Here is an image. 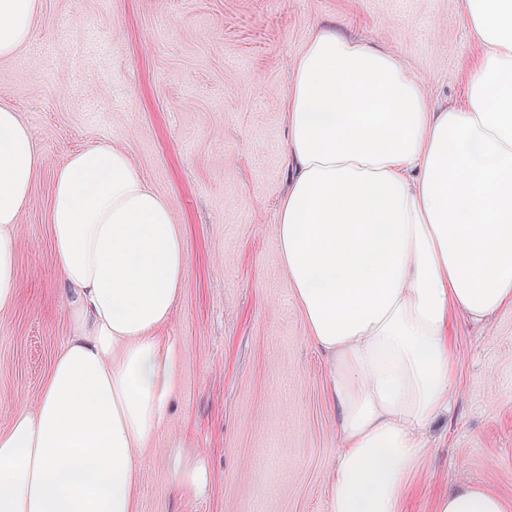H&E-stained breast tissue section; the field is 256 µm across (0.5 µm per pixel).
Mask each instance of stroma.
Returning a JSON list of instances; mask_svg holds the SVG:
<instances>
[{
  "mask_svg": "<svg viewBox=\"0 0 512 512\" xmlns=\"http://www.w3.org/2000/svg\"><path fill=\"white\" fill-rule=\"evenodd\" d=\"M331 27L409 65L433 102L460 101L477 47L448 0H41L31 42L0 61V102L43 164L20 217L15 307L0 313V427L35 407L72 334L48 219L52 177L97 142L125 149L170 203L189 259L160 333L173 347L164 426L137 512H327L339 445L331 370L306 338L274 228L288 187L291 62ZM457 394L404 512L465 480L512 501V309L454 317ZM184 436L188 454L173 446ZM204 488L179 485V458Z\"/></svg>",
  "mask_w": 512,
  "mask_h": 512,
  "instance_id": "obj_1",
  "label": "stroma"
}]
</instances>
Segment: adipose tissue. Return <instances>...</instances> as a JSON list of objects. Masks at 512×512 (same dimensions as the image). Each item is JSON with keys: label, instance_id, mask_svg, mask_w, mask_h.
<instances>
[{"label": "adipose tissue", "instance_id": "1", "mask_svg": "<svg viewBox=\"0 0 512 512\" xmlns=\"http://www.w3.org/2000/svg\"><path fill=\"white\" fill-rule=\"evenodd\" d=\"M480 47L462 101L434 105L394 53L324 27L283 100L288 188L275 236L308 340L327 357L340 446L329 512H403L455 395L452 315L512 306V0H449ZM41 0H0V61ZM41 163L0 103V313L15 304L19 218ZM49 229L73 324L36 407L0 429V512H136L166 418L158 329L188 251L166 198L107 142L54 172ZM435 512H512L459 481Z\"/></svg>", "mask_w": 512, "mask_h": 512}]
</instances>
